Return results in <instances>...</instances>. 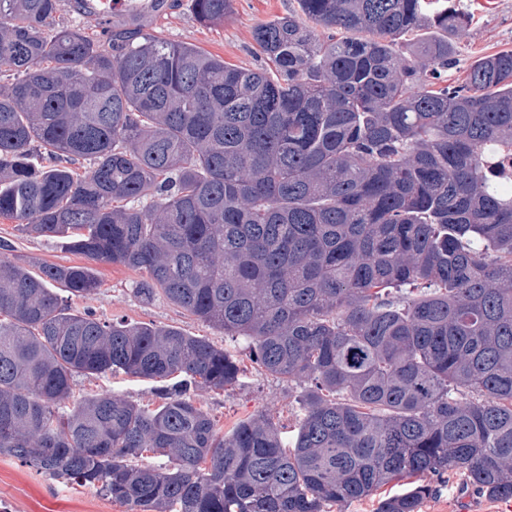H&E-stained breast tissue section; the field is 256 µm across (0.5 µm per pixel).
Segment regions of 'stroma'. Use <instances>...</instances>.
Wrapping results in <instances>:
<instances>
[{"label": "stroma", "mask_w": 512, "mask_h": 512, "mask_svg": "<svg viewBox=\"0 0 512 512\" xmlns=\"http://www.w3.org/2000/svg\"><path fill=\"white\" fill-rule=\"evenodd\" d=\"M459 6L471 13L472 21L448 35L456 53V65L448 72L452 84L463 80L475 58L512 49V0H496L495 9L482 15L474 13L470 0H459ZM298 9L297 0H233L231 16L223 24L206 27L195 20L189 0H99L96 14L68 7L57 15L55 25L90 29L96 19L102 18L196 45L238 67L254 68L263 62L255 49L254 26ZM0 239L10 244V256L25 262L32 271L45 264L86 263L83 256L56 240L23 233L12 219L0 217ZM90 266L100 286L91 295L69 297L72 309L132 323L175 326L208 338L234 356H242V341L225 336L223 330L196 319L162 296L150 300L137 297L134 290L143 278L142 272L106 262ZM155 387V382L125 375L89 376L78 378L73 396L79 399L107 391L146 405L156 402ZM300 392L295 384L266 375L249 363L236 385L223 390L199 389L193 398L221 431L263 414L288 438L294 434L299 419ZM0 504L7 505L8 512H130L128 505L112 502L86 488L48 480L4 455H0ZM420 512H512V504L467 490L458 478L452 477L448 482L435 483L433 494L423 501Z\"/></svg>", "instance_id": "35a3bbf8"}]
</instances>
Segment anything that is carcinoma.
<instances>
[{"instance_id": "1", "label": "carcinoma", "mask_w": 512, "mask_h": 512, "mask_svg": "<svg viewBox=\"0 0 512 512\" xmlns=\"http://www.w3.org/2000/svg\"><path fill=\"white\" fill-rule=\"evenodd\" d=\"M298 4L254 27L250 69L0 0V216L141 271L140 297L303 386L290 445L263 414L221 434L190 391L238 359L74 312L54 286L88 294L91 268L34 273L0 241V455L140 512H329L391 483L376 512H420V478L450 476L512 499V50L450 84L454 0ZM230 8L191 0L204 25ZM121 372L161 403L63 409Z\"/></svg>"}]
</instances>
